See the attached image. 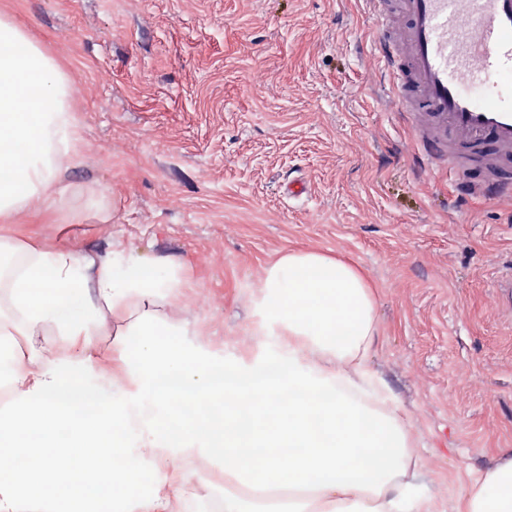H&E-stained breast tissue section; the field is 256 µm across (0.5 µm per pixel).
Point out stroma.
I'll list each match as a JSON object with an SVG mask.
<instances>
[{
  "label": "stroma",
  "mask_w": 512,
  "mask_h": 512,
  "mask_svg": "<svg viewBox=\"0 0 512 512\" xmlns=\"http://www.w3.org/2000/svg\"><path fill=\"white\" fill-rule=\"evenodd\" d=\"M78 88L74 222L38 235L187 266L184 319L227 358L251 352L252 295L292 249L342 254L377 290L369 365L412 426L436 512L512 448V203L457 209L383 96L384 31L364 0H0ZM308 192L288 194L291 181ZM95 194L108 220L86 209Z\"/></svg>",
  "instance_id": "35a3bbf8"
}]
</instances>
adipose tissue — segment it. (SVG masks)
Wrapping results in <instances>:
<instances>
[{
  "label": "adipose tissue",
  "mask_w": 512,
  "mask_h": 512,
  "mask_svg": "<svg viewBox=\"0 0 512 512\" xmlns=\"http://www.w3.org/2000/svg\"><path fill=\"white\" fill-rule=\"evenodd\" d=\"M77 92L40 45L0 14V223L50 215L60 176L82 164L68 105ZM0 357V512H170L182 498L168 460L219 465L224 512H433L414 481L410 426L389 384L368 367L376 292L354 262L291 250L271 262L256 299L259 351L224 359L154 307L177 305L183 263L123 248L98 255L31 238L7 242ZM125 324L112 365L106 319ZM231 377L217 386L215 373ZM188 383L192 414L161 385ZM108 480L110 493L93 488ZM284 489L245 502L236 487ZM457 512H512V448L459 495Z\"/></svg>",
  "instance_id": "ef3b65f1"
}]
</instances>
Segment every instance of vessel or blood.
Returning <instances> with one entry per match:
<instances>
[{
    "label": "vessel or blood",
    "instance_id": "1",
    "mask_svg": "<svg viewBox=\"0 0 512 512\" xmlns=\"http://www.w3.org/2000/svg\"><path fill=\"white\" fill-rule=\"evenodd\" d=\"M380 59L428 170L477 168L467 200L512 196V0H368Z\"/></svg>",
    "mask_w": 512,
    "mask_h": 512
}]
</instances>
